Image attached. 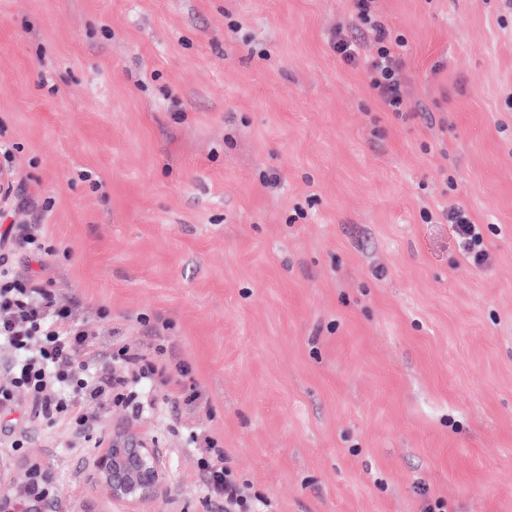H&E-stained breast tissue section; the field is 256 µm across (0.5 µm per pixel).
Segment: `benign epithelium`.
<instances>
[{
	"instance_id": "7a95c632",
	"label": "benign epithelium",
	"mask_w": 512,
	"mask_h": 512,
	"mask_svg": "<svg viewBox=\"0 0 512 512\" xmlns=\"http://www.w3.org/2000/svg\"><path fill=\"white\" fill-rule=\"evenodd\" d=\"M96 481L112 500L136 506L153 499L164 480L156 450L134 430L112 435V442L97 458ZM0 512H56L55 500L31 498V487H1Z\"/></svg>"
}]
</instances>
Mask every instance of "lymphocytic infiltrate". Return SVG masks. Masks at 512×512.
Masks as SVG:
<instances>
[{
  "label": "lymphocytic infiltrate",
  "mask_w": 512,
  "mask_h": 512,
  "mask_svg": "<svg viewBox=\"0 0 512 512\" xmlns=\"http://www.w3.org/2000/svg\"><path fill=\"white\" fill-rule=\"evenodd\" d=\"M356 27L370 34L375 52L366 62L370 88L395 115L408 110L404 77L405 37L385 27L374 0H353ZM457 243L477 268L491 254L468 211L453 206L443 212ZM167 337L151 336L139 350L120 338L102 345L99 336L60 304L49 282L34 283L0 261V416L28 408L46 429H65L80 448L103 443L98 412L115 404L138 417L173 423L172 408L199 404L198 391L182 381L183 365L167 358ZM188 445L200 449V477L208 495L224 512H271L268 499L250 494L228 464L224 443L206 430L190 432Z\"/></svg>",
  "instance_id": "f902f5d3"
}]
</instances>
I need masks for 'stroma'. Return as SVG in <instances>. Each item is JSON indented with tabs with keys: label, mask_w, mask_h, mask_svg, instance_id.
I'll return each instance as SVG.
<instances>
[{
	"label": "stroma",
	"mask_w": 512,
	"mask_h": 512,
	"mask_svg": "<svg viewBox=\"0 0 512 512\" xmlns=\"http://www.w3.org/2000/svg\"><path fill=\"white\" fill-rule=\"evenodd\" d=\"M376 13L408 41L403 120L351 0H0V258L103 343L167 326L206 397L175 431L109 411L165 473L136 509L35 425L0 483L36 466L58 512H214L183 441L205 428L276 512H512V6ZM458 205L488 267L437 221ZM33 231L27 232L21 238V245L31 256L44 262L47 256L52 255V245L49 244V225H38Z\"/></svg>",
	"instance_id": "35a3bbf8"
}]
</instances>
